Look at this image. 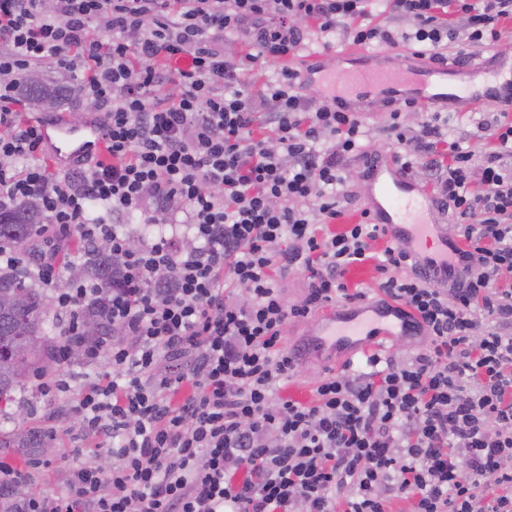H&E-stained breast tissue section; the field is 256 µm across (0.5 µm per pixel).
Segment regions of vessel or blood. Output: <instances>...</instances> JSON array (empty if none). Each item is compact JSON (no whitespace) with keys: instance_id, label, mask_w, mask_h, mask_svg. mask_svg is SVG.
<instances>
[{"instance_id":"vessel-or-blood-1","label":"vessel or blood","mask_w":512,"mask_h":512,"mask_svg":"<svg viewBox=\"0 0 512 512\" xmlns=\"http://www.w3.org/2000/svg\"><path fill=\"white\" fill-rule=\"evenodd\" d=\"M448 72L447 63L412 68L392 64L386 68L358 66L342 78L349 92L368 90L386 96L393 104L407 100L417 104L436 100L435 84ZM507 96L512 98V76L491 85L487 75L478 73L472 86L463 90L472 107ZM45 156L55 168L65 170L88 157L101 155L109 135L104 114H89L81 123L63 115H41L36 119ZM373 183L368 213L371 223L383 230L386 239L404 242L422 267L441 272L452 251L442 225L435 219L437 201L427 190L416 188L396 165L373 158L367 164ZM324 323L313 340V348L323 358L336 351L369 352L385 347L395 337L409 335L415 319L400 314L396 304L361 307L327 306Z\"/></svg>"}]
</instances>
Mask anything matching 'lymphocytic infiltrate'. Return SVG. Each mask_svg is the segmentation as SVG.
<instances>
[{
    "instance_id": "f902f5d3",
    "label": "lymphocytic infiltrate",
    "mask_w": 512,
    "mask_h": 512,
    "mask_svg": "<svg viewBox=\"0 0 512 512\" xmlns=\"http://www.w3.org/2000/svg\"><path fill=\"white\" fill-rule=\"evenodd\" d=\"M374 0H0V207L33 201L48 226L108 240L119 274L107 289L62 279L43 238L33 278L56 291L61 333L83 338L81 306L104 308L107 383L74 407L90 436L111 438L116 464L72 468L66 489L18 512H512V123L480 166L448 140L440 113L387 133L404 170L428 158L443 210L460 218L457 264L422 272L405 246L369 221L321 233L342 217L340 163L362 122L330 103L311 107L300 73L282 67L255 88L251 73L300 46L291 20L326 36L389 46L415 40L443 60L449 44L496 43L512 0H384L391 24L359 19ZM412 32L395 28L398 20ZM244 32L248 48L224 52ZM82 72L80 90L111 123L107 159L52 174L36 126L13 110L21 76L46 58ZM177 89L160 98L161 82ZM184 214L186 238L132 244L118 220ZM374 261L383 294L411 310L428 347L399 361L372 353L362 369L324 378L312 402L280 395L298 355L288 320L361 300L343 278ZM310 280L288 304L273 275ZM190 359L160 371L161 359Z\"/></svg>"
}]
</instances>
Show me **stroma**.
<instances>
[{"label": "stroma", "mask_w": 512, "mask_h": 512, "mask_svg": "<svg viewBox=\"0 0 512 512\" xmlns=\"http://www.w3.org/2000/svg\"><path fill=\"white\" fill-rule=\"evenodd\" d=\"M294 26L304 29L305 35L296 55L276 59L262 64L252 72L255 86H263L282 67L302 68L309 57L320 56L322 63H329L336 50L343 46L340 38L324 42L323 38L311 30L309 21L293 18ZM36 75L52 85H62L70 89L71 96L60 107L68 116L87 115L94 106L83 96L78 85L81 73H68L59 69L54 60L36 67ZM389 108L383 101H375L371 112L363 118L364 135L356 153L347 156L343 163L345 178L344 198L347 222L354 223L360 218L371 197L372 186L365 173V162L371 156L391 157L394 148L386 138ZM448 137L463 141L474 153L475 162H482L485 153L492 150L494 141L482 129V122L499 118L500 109L496 106L482 107L480 112H459L447 108ZM345 359L336 356L329 362L306 356L300 361L294 376L283 388L285 395L301 401H309L327 370H341ZM110 367L104 359H91L84 352H76L60 363L54 364L51 372L30 374L22 388L17 389L12 402L0 406V434L8 439H16L25 434L36 433L45 440L41 448H1L0 468H14L28 473V480L11 485L9 493L14 499H23L50 491L65 488L72 467L86 462L93 442H81L73 427L71 410L81 396L84 386L104 378ZM66 373L71 377L70 389L65 393L46 392L43 384L50 380L52 373Z\"/></svg>", "instance_id": "stroma-1"}]
</instances>
